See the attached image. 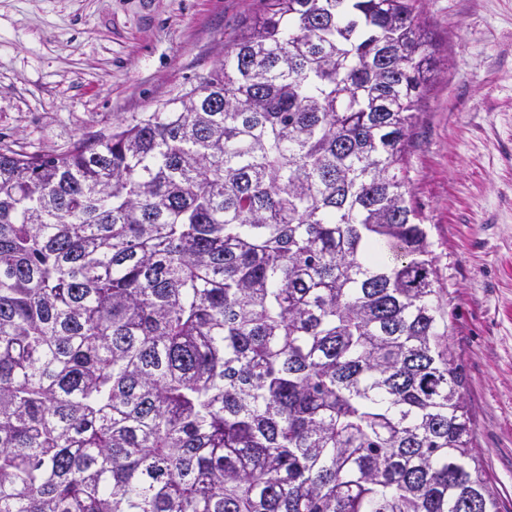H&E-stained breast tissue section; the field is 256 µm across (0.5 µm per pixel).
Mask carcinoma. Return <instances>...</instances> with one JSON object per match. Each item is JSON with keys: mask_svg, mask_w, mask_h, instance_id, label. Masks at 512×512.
I'll return each mask as SVG.
<instances>
[{"mask_svg": "<svg viewBox=\"0 0 512 512\" xmlns=\"http://www.w3.org/2000/svg\"><path fill=\"white\" fill-rule=\"evenodd\" d=\"M264 2L155 111L0 144V512H499L413 203L434 44Z\"/></svg>", "mask_w": 512, "mask_h": 512, "instance_id": "carcinoma-1", "label": "carcinoma"}]
</instances>
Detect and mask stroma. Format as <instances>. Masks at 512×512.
Here are the masks:
<instances>
[{
  "instance_id": "stroma-1",
  "label": "stroma",
  "mask_w": 512,
  "mask_h": 512,
  "mask_svg": "<svg viewBox=\"0 0 512 512\" xmlns=\"http://www.w3.org/2000/svg\"><path fill=\"white\" fill-rule=\"evenodd\" d=\"M263 0H0V142L61 153L223 59ZM444 71L411 156L476 454L512 512V0H417Z\"/></svg>"
}]
</instances>
